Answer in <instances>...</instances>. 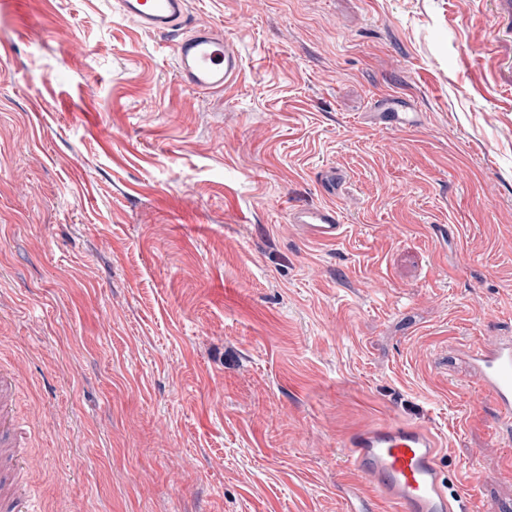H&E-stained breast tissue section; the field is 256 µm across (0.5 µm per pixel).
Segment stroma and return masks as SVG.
Returning <instances> with one entry per match:
<instances>
[{
	"label": "stroma",
	"mask_w": 512,
	"mask_h": 512,
	"mask_svg": "<svg viewBox=\"0 0 512 512\" xmlns=\"http://www.w3.org/2000/svg\"><path fill=\"white\" fill-rule=\"evenodd\" d=\"M189 88L116 0H0V369L42 512H389L342 441L424 426L465 512L512 443V35L483 0H186ZM76 39L82 51L66 43ZM332 201L308 241L288 214ZM177 73L194 90L221 91L241 71V59L227 39L191 29L175 42ZM289 222L297 224L305 238L326 244L339 242L346 231V225L334 205L294 208L289 214ZM480 390L491 397L506 422V437L511 439L512 420V336L502 337L492 345L462 350Z\"/></svg>",
	"instance_id": "35a3bbf8"
}]
</instances>
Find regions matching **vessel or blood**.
<instances>
[{"label": "vessel or blood", "instance_id": "b4317fda", "mask_svg": "<svg viewBox=\"0 0 512 512\" xmlns=\"http://www.w3.org/2000/svg\"><path fill=\"white\" fill-rule=\"evenodd\" d=\"M121 14L136 25L169 34L185 21V0H118ZM177 73L195 90L220 91L241 70L230 41L209 30L194 29L175 43ZM290 223L305 238L332 244L346 231L333 205L294 208ZM483 394L491 397L502 419L512 420V336L492 345L463 351ZM349 465L367 479L392 512H464L463 497L451 493L437 445L422 425L390 422L350 434L342 443ZM0 512H40L35 490L11 500L0 498Z\"/></svg>", "mask_w": 512, "mask_h": 512}]
</instances>
